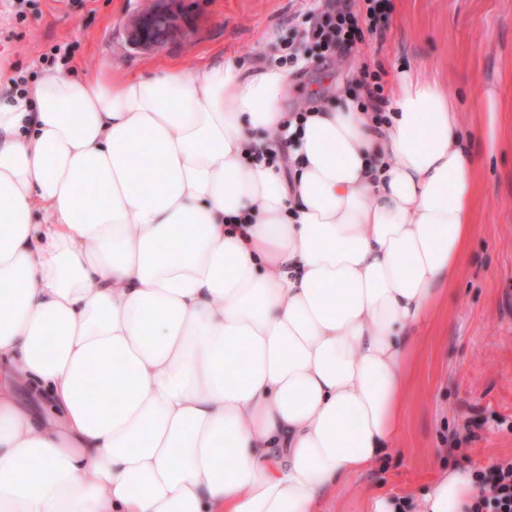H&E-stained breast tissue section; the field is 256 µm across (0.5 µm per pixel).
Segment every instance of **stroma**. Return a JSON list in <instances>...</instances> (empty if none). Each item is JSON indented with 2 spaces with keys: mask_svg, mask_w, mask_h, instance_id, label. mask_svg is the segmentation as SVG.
<instances>
[{
  "mask_svg": "<svg viewBox=\"0 0 512 512\" xmlns=\"http://www.w3.org/2000/svg\"><path fill=\"white\" fill-rule=\"evenodd\" d=\"M148 0H0V70L15 90L49 68L147 77L215 60L253 68L300 41L318 0H182L186 35L143 52L125 23ZM383 39L333 63L290 70L286 109L346 94L381 65L384 93L417 69L457 100L472 129L483 86L498 91L500 147L477 168L474 231L455 284L421 332L395 447L319 505L364 512L371 496L418 500L443 470L512 461V0H389Z\"/></svg>",
  "mask_w": 512,
  "mask_h": 512,
  "instance_id": "stroma-1",
  "label": "stroma"
}]
</instances>
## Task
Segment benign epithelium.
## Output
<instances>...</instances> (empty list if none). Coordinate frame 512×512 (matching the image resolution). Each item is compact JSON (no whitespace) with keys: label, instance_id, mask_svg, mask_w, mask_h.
<instances>
[{"label":"benign epithelium","instance_id":"benign-epithelium-1","mask_svg":"<svg viewBox=\"0 0 512 512\" xmlns=\"http://www.w3.org/2000/svg\"><path fill=\"white\" fill-rule=\"evenodd\" d=\"M184 32L183 11L178 0H151L125 24L128 43L145 52L179 39Z\"/></svg>","mask_w":512,"mask_h":512}]
</instances>
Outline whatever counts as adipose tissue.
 I'll return each mask as SVG.
<instances>
[{"label": "adipose tissue", "instance_id": "1", "mask_svg": "<svg viewBox=\"0 0 512 512\" xmlns=\"http://www.w3.org/2000/svg\"><path fill=\"white\" fill-rule=\"evenodd\" d=\"M286 70H46L0 89V512H316L394 447L477 163L401 75L377 131ZM42 222H35V215ZM450 470L420 512H465Z\"/></svg>", "mask_w": 512, "mask_h": 512}]
</instances>
